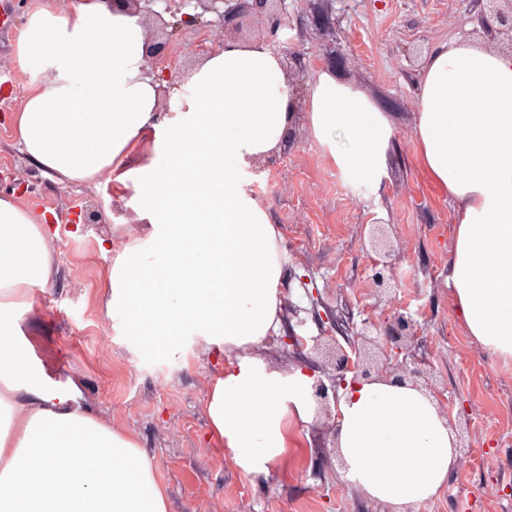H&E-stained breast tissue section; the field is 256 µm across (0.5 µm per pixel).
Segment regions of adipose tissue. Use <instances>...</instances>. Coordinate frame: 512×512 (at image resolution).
Returning <instances> with one entry per match:
<instances>
[{"label":"adipose tissue","instance_id":"1","mask_svg":"<svg viewBox=\"0 0 512 512\" xmlns=\"http://www.w3.org/2000/svg\"><path fill=\"white\" fill-rule=\"evenodd\" d=\"M148 28L104 0H36L15 43L30 89L13 117L19 150L63 184L109 177L135 190L138 228L112 253L106 306L139 354L177 358L186 337L226 355L210 381L208 437L241 472L268 474L313 424V379L257 353L280 325L282 235L244 189L246 170L279 155L304 122L351 182L383 174L392 127L359 86L317 68L296 99L283 57L228 40L167 85L146 65ZM178 106L161 112V97ZM417 162L455 202L448 287L462 324L512 363V51L457 37L427 59L418 92ZM49 226L0 196V512H169L139 441L46 391L11 338L56 268ZM334 442L347 480L404 512L437 496L456 469V438L426 390L392 379L346 383ZM35 467L32 486L17 476Z\"/></svg>","mask_w":512,"mask_h":512}]
</instances>
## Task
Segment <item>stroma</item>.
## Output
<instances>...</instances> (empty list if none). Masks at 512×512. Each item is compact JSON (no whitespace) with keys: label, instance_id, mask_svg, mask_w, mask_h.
Returning a JSON list of instances; mask_svg holds the SVG:
<instances>
[{"label":"stroma","instance_id":"stroma-1","mask_svg":"<svg viewBox=\"0 0 512 512\" xmlns=\"http://www.w3.org/2000/svg\"><path fill=\"white\" fill-rule=\"evenodd\" d=\"M12 26L0 33V195L56 222L53 284L39 293L22 323L51 382L76 381L88 407L113 427L136 436L169 496L170 512H389L344 480L333 446L309 428L310 445L262 478L246 477L233 454L208 439L205 396L219 372L218 357L187 339L184 354L138 356L106 308L111 255L99 243L134 229V193L114 195L112 183L66 185L27 160L11 120L28 76L20 75L14 45L31 0H8ZM337 44L344 80L364 88L393 123L388 166L380 183L352 184L320 146L297 128L264 172L246 177L283 237L286 277L282 330L304 340L379 327L391 308L421 325L408 343L426 361V380L444 388L458 448L468 450L444 491L412 512H512V365L488 356L464 330L448 289L453 207L426 179L413 137L418 88L428 57L449 37L485 41V0H335ZM103 205L104 224H86L77 211ZM382 224L403 252L394 265L396 288L372 294L373 254L363 227ZM320 307H313L311 291ZM333 314L335 325L325 322Z\"/></svg>","mask_w":512,"mask_h":512}]
</instances>
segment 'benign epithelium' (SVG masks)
Here are the masks:
<instances>
[{"label":"benign epithelium","mask_w":512,"mask_h":512,"mask_svg":"<svg viewBox=\"0 0 512 512\" xmlns=\"http://www.w3.org/2000/svg\"><path fill=\"white\" fill-rule=\"evenodd\" d=\"M157 0H104L112 10L125 9L130 13L139 14L156 25V29L164 32L169 26L162 14L153 10ZM333 0H303L302 10L308 20V26L322 36L333 37L336 34L337 19L330 7ZM489 15L484 17L483 27L489 36L502 37L512 46V0H486ZM295 0H167L165 11L171 16L181 15L180 22L193 23L201 27H216L220 37H240L245 26L253 20L263 23L265 38L263 41L274 51L281 50L279 32L290 27V9L294 8ZM191 6L195 14L182 12V8ZM213 14L216 20L206 19ZM170 55L168 40H162L153 34L148 45V60L157 64ZM288 57L289 76L299 75L311 69V65L336 68L338 58L331 51L312 61L306 53L290 50ZM371 244L379 260L376 264L382 270L373 278L374 292L388 290L384 271H393L391 256L394 249L387 240L383 225L375 224L371 231ZM418 335V324L412 315L402 308H396L379 328L377 337L370 338L362 331L357 338L362 344H350L346 350L341 345L334 346L329 367L320 370L312 385L313 397L318 405V412L326 417L323 427L334 430L331 404L337 401L338 391L346 381H357L359 378H370L374 375L382 378H417L423 374L421 363L409 358L407 343ZM352 378H347V374Z\"/></svg>","instance_id":"benign-epithelium-1"}]
</instances>
